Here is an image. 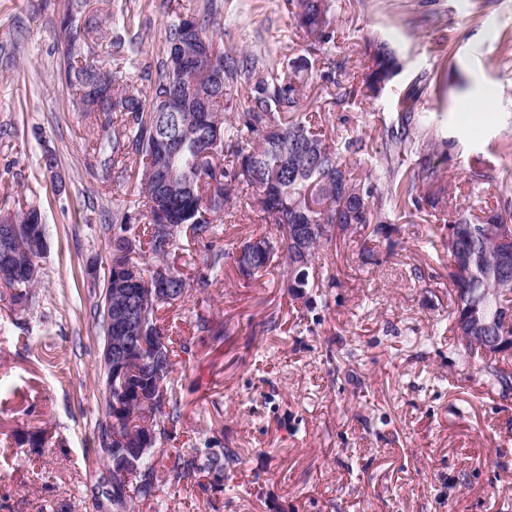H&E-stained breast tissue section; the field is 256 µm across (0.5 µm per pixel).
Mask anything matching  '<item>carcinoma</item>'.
Listing matches in <instances>:
<instances>
[{
  "label": "carcinoma",
  "mask_w": 512,
  "mask_h": 512,
  "mask_svg": "<svg viewBox=\"0 0 512 512\" xmlns=\"http://www.w3.org/2000/svg\"><path fill=\"white\" fill-rule=\"evenodd\" d=\"M289 4L296 28L311 44L320 48L334 41L332 0ZM87 6L88 0H72V9L61 17L67 47L60 77L80 111L97 114L105 126L119 125L112 137L95 142L93 151L112 164L119 178L130 165L141 170L137 211L116 216L112 224V276L123 281V294L112 296V306L132 304L143 312L141 331L147 341L146 347L130 352L124 379L103 372L99 440L108 467L114 466L109 433L143 449L139 469L106 480L113 512H127L136 500L155 499L160 476L149 458L167 437L165 424L180 418L169 386L174 372L170 341L152 337L162 334L158 311L183 300L189 284L179 273L171 282V299L156 301L151 292L156 268L167 265L177 248L180 227L188 225L195 236L214 239L220 214L238 199L239 186L255 189L254 205L275 231L261 236L265 249L258 252L252 251L251 237L231 250L212 251V277L223 273L228 258L246 280L275 263L295 298L314 291L325 304L322 288L336 287V278L330 275L324 281L314 274L321 251L339 234L368 230L372 240L394 252L398 242L393 234L399 232L392 222L394 212L434 209L452 198L451 184L441 176L435 157L448 159L453 143L434 134L414 111L420 90L412 87L396 113L397 125L384 130L388 151L374 164L361 135L330 141L315 131L313 116L304 112L303 104L312 78L307 57L284 55L270 67L251 54L219 49L197 21L187 35L180 14L167 26L165 58L156 78L139 69L136 51L124 48L119 35L112 40V60L91 59L85 47L101 40L100 26L92 17L82 23L75 17ZM366 56L360 92L374 99L398 74L401 63L388 43L375 39L368 42ZM235 101L242 108L238 113L231 112ZM408 155L414 162L406 165ZM358 166L365 167V174L356 173ZM298 224L308 227L300 248L292 243ZM510 225L512 202L504 197L482 218L457 212L439 240H430L448 256V279L455 292L450 327L455 347L479 357L481 373L503 394L512 391V371L486 350L464 342L458 323L478 319L492 336L507 332L500 312L504 304L512 305V287H504L494 260L496 233ZM13 249L23 266L40 256L23 235ZM34 284L21 274L0 279L19 308L27 304ZM235 461L233 451L218 454L195 448L169 458L166 473L177 483L190 484L201 473L220 483L226 466Z\"/></svg>",
  "instance_id": "obj_1"
}]
</instances>
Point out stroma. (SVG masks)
I'll return each instance as SVG.
<instances>
[{
    "label": "stroma",
    "instance_id": "stroma-1",
    "mask_svg": "<svg viewBox=\"0 0 512 512\" xmlns=\"http://www.w3.org/2000/svg\"><path fill=\"white\" fill-rule=\"evenodd\" d=\"M66 0H0V212L34 207L46 228L25 308L0 288V512H112L103 496V332L112 219L132 211L139 179L116 181L91 150L106 132L77 112L59 76ZM103 25L127 17L142 66H157L176 14L204 21L225 50L272 61L307 56L304 101L323 131L355 130L373 157L413 86L415 105L454 140L444 208L394 214V254L368 234L328 247L326 303L289 293L278 268L251 280L233 266L208 280L209 249L182 228L170 262L190 284L159 310L181 416L157 466L195 448L232 450L222 483L165 479L132 512H512V395L452 345L448 259L427 244L455 210L478 215L512 195V0H334L335 42L312 49L285 0H90ZM389 42L402 68L375 99L359 87L365 42ZM492 112L469 108L482 90ZM55 154L56 173L41 165ZM493 184L473 187L472 168ZM217 247L261 233V213H224ZM95 266V278L86 275ZM421 270L415 279L413 270ZM210 322L201 331L199 318ZM44 435L42 447L31 444Z\"/></svg>",
    "mask_w": 512,
    "mask_h": 512
}]
</instances>
